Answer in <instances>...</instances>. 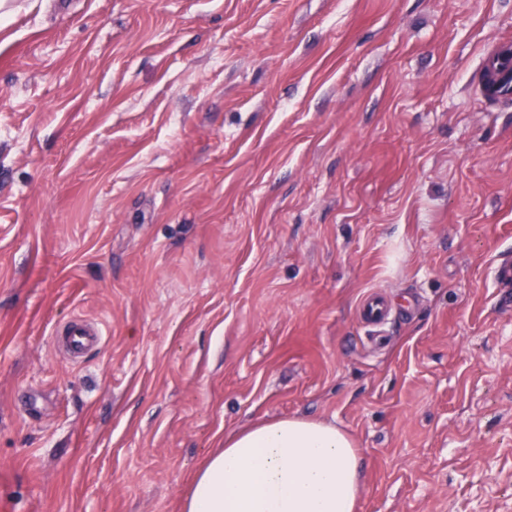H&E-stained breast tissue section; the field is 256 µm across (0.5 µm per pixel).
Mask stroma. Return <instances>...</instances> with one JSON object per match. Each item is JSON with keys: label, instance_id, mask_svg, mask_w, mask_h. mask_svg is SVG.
<instances>
[{"label": "stroma", "instance_id": "obj_1", "mask_svg": "<svg viewBox=\"0 0 512 512\" xmlns=\"http://www.w3.org/2000/svg\"><path fill=\"white\" fill-rule=\"evenodd\" d=\"M8 3L0 512H181L273 417L354 437L356 512H512V0ZM512 49L506 48L499 51L492 64L496 67V91L502 98H512V68H511ZM362 318L371 324L382 323L390 314V305L381 294H369L361 305ZM69 345L75 351H83L99 343V333L88 328L82 320L72 321L66 330Z\"/></svg>", "mask_w": 512, "mask_h": 512}]
</instances>
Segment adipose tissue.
Wrapping results in <instances>:
<instances>
[{
  "label": "adipose tissue",
  "mask_w": 512,
  "mask_h": 512,
  "mask_svg": "<svg viewBox=\"0 0 512 512\" xmlns=\"http://www.w3.org/2000/svg\"><path fill=\"white\" fill-rule=\"evenodd\" d=\"M360 457L336 424L301 417L226 434L195 470L182 512H354Z\"/></svg>",
  "instance_id": "ef3b65f1"
}]
</instances>
